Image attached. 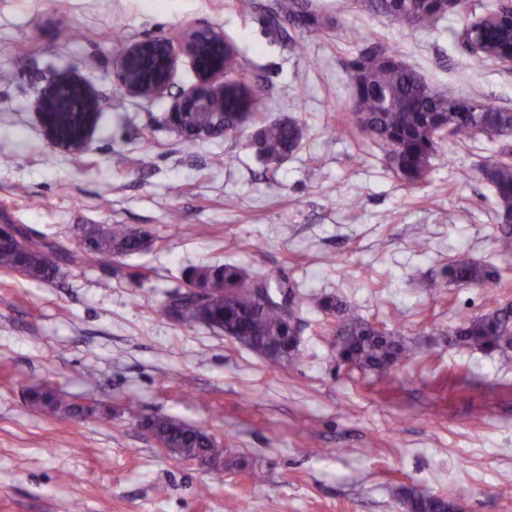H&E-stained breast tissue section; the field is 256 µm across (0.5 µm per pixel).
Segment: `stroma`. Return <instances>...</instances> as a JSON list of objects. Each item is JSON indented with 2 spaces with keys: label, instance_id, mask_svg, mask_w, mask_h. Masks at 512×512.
<instances>
[{
  "label": "stroma",
  "instance_id": "35a3bbf8",
  "mask_svg": "<svg viewBox=\"0 0 512 512\" xmlns=\"http://www.w3.org/2000/svg\"><path fill=\"white\" fill-rule=\"evenodd\" d=\"M284 2L252 0L243 13L237 0H0V225L53 244L64 271L52 284L0 272V512H403L405 494L459 487L464 512H512V349L449 347L445 332L484 313L488 290L452 284L437 297L428 286L457 255L512 267L483 176L494 146L443 144L428 177L408 185L338 125L351 110L348 62L372 43L429 82L512 111V67H472L460 40L493 0H467L431 30L361 0H310L321 23L309 28ZM199 26L242 57L265 121L304 126L298 152L267 166L255 124L196 140L169 126L196 81L187 56L160 98L115 81L125 46ZM63 75L102 102L77 158L49 144L34 109L36 90ZM93 224L145 229L156 244L109 267L69 263ZM224 262L297 286L292 362L166 314L184 269ZM325 295L433 352V366L381 376L339 364L314 305ZM31 383L110 407L112 419L39 414L24 399ZM150 416L207 430L229 466L161 452L142 425Z\"/></svg>",
  "mask_w": 512,
  "mask_h": 512
}]
</instances>
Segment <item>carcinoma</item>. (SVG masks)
<instances>
[{"mask_svg":"<svg viewBox=\"0 0 512 512\" xmlns=\"http://www.w3.org/2000/svg\"><path fill=\"white\" fill-rule=\"evenodd\" d=\"M363 7L389 21L426 29L445 14L437 12L432 0H362ZM224 70L237 74L227 85L225 102L230 112H195L192 123L200 128L224 129L232 134L244 123L256 120L263 98L252 92L244 78L245 64L236 50L224 54ZM353 106L342 120L343 131L368 137L384 153L394 176L409 185L424 180L441 143L448 139L466 145L479 136L500 143L498 157L484 170L494 188L495 240L506 253L512 251V111L502 110L475 98L461 96L454 86L427 83L396 54L380 44H371L350 61ZM62 135L74 134L86 119L84 112H57ZM304 127L294 119L263 124L257 131L258 152L267 164L278 163L298 150ZM155 238L127 224H107L89 237L82 251L69 256L75 265L110 266L117 259L145 252ZM47 244L21 248L13 240L0 238V271L19 273L39 282H56L61 267L49 261ZM185 282L196 281L217 291L214 300L197 304L187 292L170 305L182 321L201 324L234 337L240 345L274 362H286L299 350L296 291L288 282L268 273L250 274L234 263L192 266L184 272ZM501 279L498 269L467 256L448 260L443 274L432 279L433 293L442 294L450 284L485 285ZM486 312L461 320L448 329V345L469 347L486 353L512 349V304L500 305L490 298ZM324 319L337 336L339 362L363 371L386 374L409 362L414 350L395 330L381 328L360 316L350 305L325 296L316 301ZM28 405L49 416L86 417V411L58 391L28 387ZM148 430L167 443L176 457L193 454L224 458V444L202 428L171 416L147 421ZM466 491L453 495H406L405 512H460Z\"/></svg>","mask_w":512,"mask_h":512,"instance_id":"obj_1","label":"carcinoma"}]
</instances>
